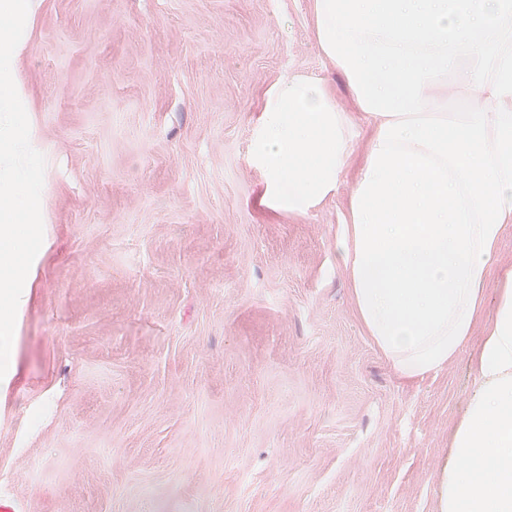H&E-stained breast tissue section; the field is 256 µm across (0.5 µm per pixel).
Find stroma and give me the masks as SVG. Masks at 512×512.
I'll return each instance as SVG.
<instances>
[{
  "label": "stroma",
  "mask_w": 512,
  "mask_h": 512,
  "mask_svg": "<svg viewBox=\"0 0 512 512\" xmlns=\"http://www.w3.org/2000/svg\"><path fill=\"white\" fill-rule=\"evenodd\" d=\"M18 73L44 240L0 379L16 512H438L472 335L404 384L336 244L371 125L312 0H33ZM352 117L337 192L262 204L269 90Z\"/></svg>",
  "instance_id": "1"
}]
</instances>
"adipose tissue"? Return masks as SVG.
<instances>
[{
  "mask_svg": "<svg viewBox=\"0 0 512 512\" xmlns=\"http://www.w3.org/2000/svg\"><path fill=\"white\" fill-rule=\"evenodd\" d=\"M465 79L426 85L421 96L441 104L448 98L481 104L487 90L475 89L470 62L458 68ZM493 284L495 302L475 360L478 385L451 439V462L444 476L438 512H512V267L501 269L496 281L480 275L476 311L485 307V286Z\"/></svg>",
  "mask_w": 512,
  "mask_h": 512,
  "instance_id": "1",
  "label": "adipose tissue"
}]
</instances>
